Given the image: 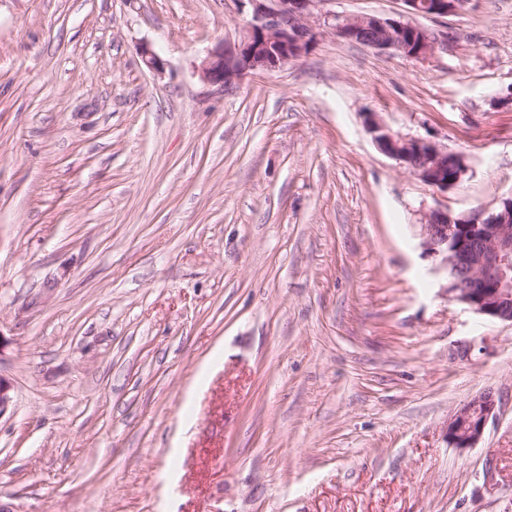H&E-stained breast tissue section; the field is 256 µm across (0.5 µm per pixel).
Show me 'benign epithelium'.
<instances>
[{"mask_svg":"<svg viewBox=\"0 0 512 512\" xmlns=\"http://www.w3.org/2000/svg\"><path fill=\"white\" fill-rule=\"evenodd\" d=\"M252 19L243 37L220 44L201 60V78L228 87L248 74L272 73L305 57L315 40L314 19L325 0H249ZM412 15L446 16L463 9L468 0H403ZM329 32L336 38L391 51L409 59L426 58L446 49L447 41L409 21L374 15L333 16ZM421 33L414 52L404 40ZM365 124L379 149L405 165L426 184L439 190L456 186L467 170L462 155L418 137L392 133L373 113ZM426 251L441 257L449 274L448 294L474 313L512 323V196L492 211L468 215L430 211L424 214ZM496 400L482 395L464 405L448 425V441L456 448H473L493 415Z\"/></svg>","mask_w":512,"mask_h":512,"instance_id":"benign-epithelium-1","label":"benign epithelium"}]
</instances>
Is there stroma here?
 Here are the masks:
<instances>
[{
	"instance_id": "35a3bbf8",
	"label": "stroma",
	"mask_w": 512,
	"mask_h": 512,
	"mask_svg": "<svg viewBox=\"0 0 512 512\" xmlns=\"http://www.w3.org/2000/svg\"><path fill=\"white\" fill-rule=\"evenodd\" d=\"M248 0H0V503L11 512H512V325L448 298L432 209L512 195V0L224 88ZM321 13L406 17L403 0ZM162 59L150 70L140 48ZM462 154L452 189L377 147ZM497 406L472 448L467 402ZM365 124L384 154L405 165L432 187L448 190L461 181L467 170L462 155L443 150L422 138L396 135L374 113L366 115ZM495 408L496 400L491 394L482 395L464 405L448 425L449 443L456 448L475 447Z\"/></svg>"
}]
</instances>
